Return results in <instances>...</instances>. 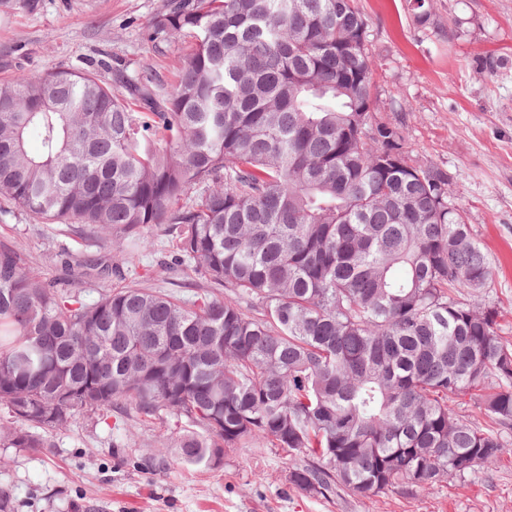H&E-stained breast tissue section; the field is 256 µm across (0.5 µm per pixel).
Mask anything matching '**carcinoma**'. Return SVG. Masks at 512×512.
<instances>
[{
	"mask_svg": "<svg viewBox=\"0 0 512 512\" xmlns=\"http://www.w3.org/2000/svg\"><path fill=\"white\" fill-rule=\"evenodd\" d=\"M409 7L431 23L430 0ZM367 27L356 0H166L150 49L189 46L165 95L147 59L0 82V199L113 245L119 279L159 233V274L197 287L87 304L1 243V448H50L80 412L164 413L172 465L265 443L321 496L500 458L512 343L480 300L491 267L448 172L378 117ZM467 394L481 418L451 408Z\"/></svg>",
	"mask_w": 512,
	"mask_h": 512,
	"instance_id": "1",
	"label": "carcinoma"
}]
</instances>
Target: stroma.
Wrapping results in <instances>:
<instances>
[{"label":"stroma","instance_id":"1","mask_svg":"<svg viewBox=\"0 0 512 512\" xmlns=\"http://www.w3.org/2000/svg\"><path fill=\"white\" fill-rule=\"evenodd\" d=\"M164 0H36L0 15V80L85 68L134 66L148 52L144 31ZM378 115L401 125L414 162L450 176L448 203L461 210L486 253L492 280L481 301L498 311L512 341V0H432L435 28L418 27L407 0H359ZM504 57L496 72L480 59ZM18 249L47 280L75 283L88 304L113 276H78L77 264H110L112 248L63 226L0 206V243ZM176 434L162 417L149 430L115 416L83 414L54 432L47 448H1L0 487L15 512H512V430L492 466L449 476L428 490L402 486L370 497L309 496L288 481L276 449L239 448L214 469L176 468L157 459L133 467L157 440Z\"/></svg>","mask_w":512,"mask_h":512}]
</instances>
